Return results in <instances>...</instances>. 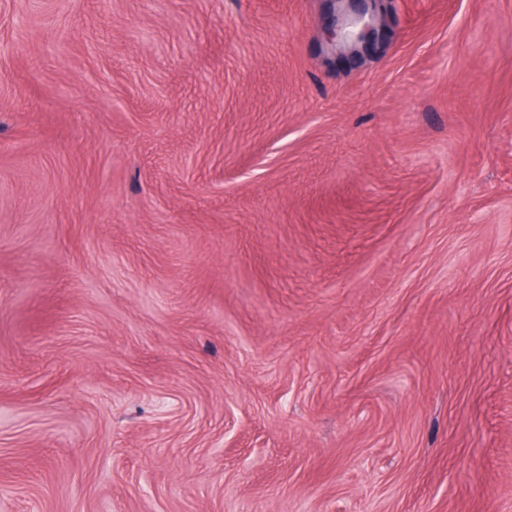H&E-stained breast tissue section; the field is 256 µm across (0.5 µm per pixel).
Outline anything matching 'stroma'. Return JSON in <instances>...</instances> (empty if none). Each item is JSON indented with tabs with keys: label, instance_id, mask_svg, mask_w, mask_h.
<instances>
[{
	"label": "stroma",
	"instance_id": "35a3bbf8",
	"mask_svg": "<svg viewBox=\"0 0 512 512\" xmlns=\"http://www.w3.org/2000/svg\"><path fill=\"white\" fill-rule=\"evenodd\" d=\"M0 0V512H512V0ZM344 17L343 26L331 33L330 42L339 38L351 52H361L374 44L380 36L378 26V0H331ZM356 1L364 3L356 4Z\"/></svg>",
	"mask_w": 512,
	"mask_h": 512
}]
</instances>
